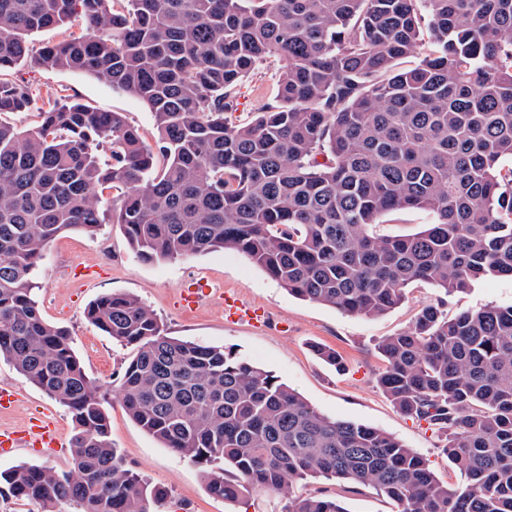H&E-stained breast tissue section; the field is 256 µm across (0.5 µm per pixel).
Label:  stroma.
<instances>
[{"instance_id": "1", "label": "stroma", "mask_w": 512, "mask_h": 512, "mask_svg": "<svg viewBox=\"0 0 512 512\" xmlns=\"http://www.w3.org/2000/svg\"><path fill=\"white\" fill-rule=\"evenodd\" d=\"M283 64V58H270L245 79L232 121L248 119L261 105L274 102ZM16 74L40 91L77 97L100 112L122 113L138 128L144 142L154 145L156 129L148 106L109 83L30 63L19 67ZM191 278L205 280L215 288H230L265 308V326L226 323L223 311L208 303L184 309L180 286ZM37 283L36 300L43 316L70 330L89 377L106 396L114 447L145 478L168 489L166 512H281L283 500L270 492H255L237 502L211 497L202 467L163 447L128 416L114 381L130 351L113 342L85 315L88 304L104 294L136 296L158 315L169 335L234 350L298 391L322 413L384 430L427 458L441 480L451 485L460 480L458 470L441 450V437L403 417L377 382L383 363L376 343L405 329L418 310L436 298L437 291L430 285H414L403 304L381 317L351 316L293 297L259 266L232 250L217 248L186 259L141 262L130 250L120 225L112 223L102 225L93 235L69 231L51 240L45 247ZM511 304L512 279L500 278L481 281L469 292L449 299L447 309L453 315L465 309ZM318 345L334 348L342 358L341 368L318 358L314 352ZM1 384L20 394L19 403L9 413L0 412L1 427H20L33 413L41 412L59 427L61 438L53 448H21L0 454V471L22 463L69 469L74 432L69 413L4 361H0ZM302 490L337 497L347 512H397L393 502L373 489L337 480L315 479Z\"/></svg>"}]
</instances>
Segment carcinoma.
I'll return each instance as SVG.
<instances>
[{"mask_svg": "<svg viewBox=\"0 0 512 512\" xmlns=\"http://www.w3.org/2000/svg\"><path fill=\"white\" fill-rule=\"evenodd\" d=\"M113 2L0 0V73L27 63L26 36L81 15L86 32L34 64L106 80L149 106L157 132L150 147L119 112L39 103L29 83L0 78V115L38 116L25 132L0 122V360L75 423L69 470L0 471V497L36 512L168 502L112 446L100 387L34 298L46 244L110 217L143 262L233 250L289 294L354 316L386 314L418 282L439 290L378 342V383L445 434L455 488L394 436L322 414L235 351L166 335L137 297L93 301L87 318L131 349L117 387L129 416L202 466L212 496L270 490L283 512H346L294 493L322 477L371 487L398 512H512V305L446 310L480 281L512 278V0ZM275 55L276 104L229 123L244 78ZM407 209L433 222L373 233Z\"/></svg>", "mask_w": 512, "mask_h": 512, "instance_id": "cac0c4a2", "label": "carcinoma"}]
</instances>
